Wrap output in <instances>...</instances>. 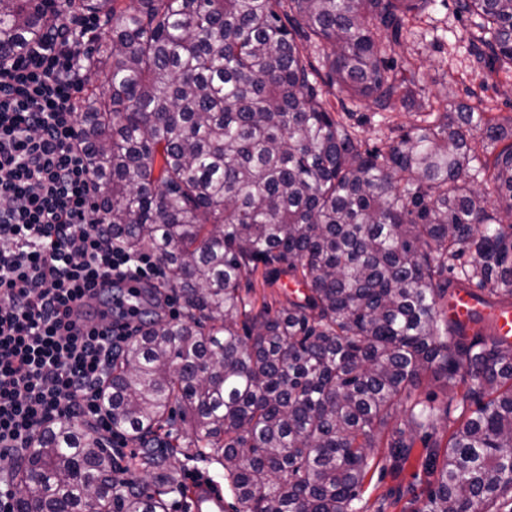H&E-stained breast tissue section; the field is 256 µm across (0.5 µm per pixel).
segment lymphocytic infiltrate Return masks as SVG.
Wrapping results in <instances>:
<instances>
[{
    "instance_id": "lymphocytic-infiltrate-1",
    "label": "lymphocytic infiltrate",
    "mask_w": 512,
    "mask_h": 512,
    "mask_svg": "<svg viewBox=\"0 0 512 512\" xmlns=\"http://www.w3.org/2000/svg\"><path fill=\"white\" fill-rule=\"evenodd\" d=\"M98 34L94 20L61 11L54 29L0 63L1 462L54 421L111 433L102 390L143 317L97 323L91 303L156 275L150 256L113 242L95 207L77 102Z\"/></svg>"
}]
</instances>
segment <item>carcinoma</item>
Returning <instances> with one entry per match:
<instances>
[{
	"label": "carcinoma",
	"instance_id": "1",
	"mask_svg": "<svg viewBox=\"0 0 512 512\" xmlns=\"http://www.w3.org/2000/svg\"><path fill=\"white\" fill-rule=\"evenodd\" d=\"M430 2L65 0L112 21L79 109L102 219L184 313L147 321L106 384L112 430L140 445L128 467L155 483L121 485L104 439L63 420L13 471L39 472L45 512H168L176 448L222 465L233 512H361L384 439L398 471L425 448L414 512H512V341L443 311L461 291L512 308V115L398 77L414 63L390 53ZM456 9L512 76V0ZM53 23L0 0V58ZM349 101L427 118L371 147ZM259 271L299 286L274 314L243 293Z\"/></svg>",
	"mask_w": 512,
	"mask_h": 512
}]
</instances>
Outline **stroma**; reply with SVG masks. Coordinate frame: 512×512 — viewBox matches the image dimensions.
<instances>
[{"label":"stroma","instance_id":"35a3bbf8","mask_svg":"<svg viewBox=\"0 0 512 512\" xmlns=\"http://www.w3.org/2000/svg\"><path fill=\"white\" fill-rule=\"evenodd\" d=\"M469 22L454 11L453 0H435L423 22H410L400 47L401 53L414 62L413 80L418 92L426 96L450 94L455 100L478 95L487 111L512 113V78L484 80L482 68L469 53ZM354 112L363 123L359 132L370 145L380 144L391 128L414 123L415 112H386L368 103H358ZM373 467L368 473L362 494L364 512H412L410 497L395 498L398 487L407 486L411 470L396 472L389 448L371 452Z\"/></svg>","mask_w":512,"mask_h":512}]
</instances>
